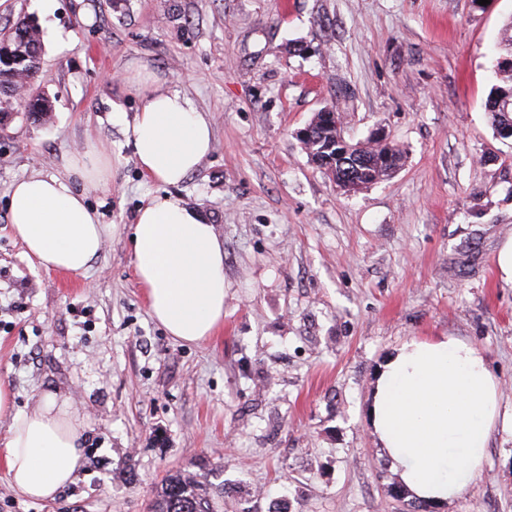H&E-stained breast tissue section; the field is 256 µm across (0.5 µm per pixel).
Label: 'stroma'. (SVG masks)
I'll list each match as a JSON object with an SVG mask.
<instances>
[{
    "mask_svg": "<svg viewBox=\"0 0 512 512\" xmlns=\"http://www.w3.org/2000/svg\"><path fill=\"white\" fill-rule=\"evenodd\" d=\"M21 17L54 108L0 105V381L19 413L69 399L84 462L33 501L0 458V512H147L184 467L223 485L224 512H406L367 408L388 356L443 336L485 354L504 422L483 473L428 512H512V139L486 110L512 0H0V27ZM134 59L213 126L174 188L133 153ZM324 108L351 141L385 131L399 168L340 190L295 137ZM90 145L111 168L86 201L111 231L85 275L45 271L11 233L9 188ZM169 192L224 243V323L198 344L152 319L132 261L139 208Z\"/></svg>",
    "mask_w": 512,
    "mask_h": 512,
    "instance_id": "1",
    "label": "stroma"
}]
</instances>
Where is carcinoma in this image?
<instances>
[{"mask_svg":"<svg viewBox=\"0 0 512 512\" xmlns=\"http://www.w3.org/2000/svg\"><path fill=\"white\" fill-rule=\"evenodd\" d=\"M23 53V62L13 66H0V96L12 97L16 89L30 86L37 77L41 57L42 40L38 26L26 19L0 29V56ZM501 84L491 90L487 103L489 122L503 139L505 131H512V108L504 112L497 107V98L512 97V68L500 69ZM27 115L33 119L46 116L53 109L52 100L36 95L26 103ZM336 112H317L308 123L309 138L302 147L317 167L328 173L336 185L345 190L374 184L389 177L402 161V152L392 142L375 141L366 146H342L338 141L340 130ZM224 498V487L206 484L198 474L189 470H177L169 474L151 501L150 512H219L218 505Z\"/></svg>","mask_w":512,"mask_h":512,"instance_id":"cac0c4a2","label":"carcinoma"}]
</instances>
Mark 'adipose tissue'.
<instances>
[{
	"instance_id": "1",
	"label": "adipose tissue",
	"mask_w": 512,
	"mask_h": 512,
	"mask_svg": "<svg viewBox=\"0 0 512 512\" xmlns=\"http://www.w3.org/2000/svg\"><path fill=\"white\" fill-rule=\"evenodd\" d=\"M136 72L144 104L132 128L134 154L153 179L179 185L211 152L210 123L147 66ZM109 167L92 147L72 158L66 176L33 173L13 184L9 224L38 266L71 276L89 270L110 229L75 185L104 181ZM131 241L154 320L186 344L214 336L224 322V244L213 225L180 198L158 196L139 209ZM500 396L499 380L472 344L452 336L413 339L382 364L368 424L411 495L442 502L483 471ZM13 407L12 391L0 382V416L11 418L1 446L12 485L27 498L53 499L82 465L83 422L54 396L24 414Z\"/></svg>"
}]
</instances>
